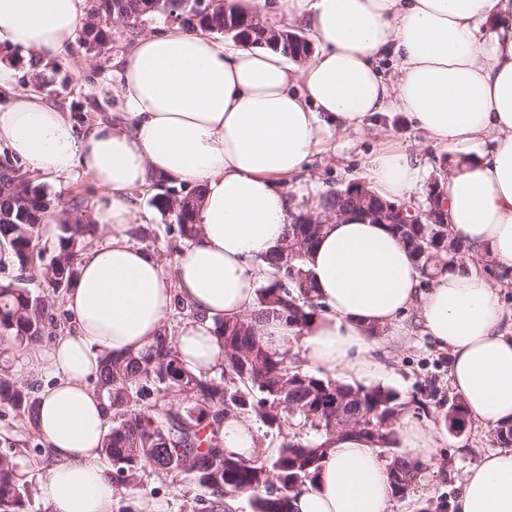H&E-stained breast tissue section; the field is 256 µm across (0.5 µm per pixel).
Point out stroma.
Returning a JSON list of instances; mask_svg holds the SVG:
<instances>
[{
  "instance_id": "1",
  "label": "stroma",
  "mask_w": 512,
  "mask_h": 512,
  "mask_svg": "<svg viewBox=\"0 0 512 512\" xmlns=\"http://www.w3.org/2000/svg\"><path fill=\"white\" fill-rule=\"evenodd\" d=\"M168 26V20L160 16L134 29L122 21H112L107 25L105 43L91 47L82 39H75L37 72L32 69L31 59L20 51L0 47V67L8 69L12 77L8 87L0 86V105H7L13 95L32 94L59 110L90 118L122 111L115 94L118 59L139 35L161 33ZM382 148L415 154L427 184L442 177L453 160L452 154L428 142L407 116L393 110L378 126L336 135L312 155L307 171L285 183L284 190L289 196L309 201L361 182L367 159ZM30 180L58 198L62 207H69L72 199H79L84 213L89 212L99 194L92 180L83 174L65 179L34 174ZM133 205L139 216L130 229L134 242L156 254L167 253L177 245V238L165 230V219L151 206L148 192L134 193ZM376 356L383 370L366 378V385L392 388L406 401L426 399L434 415L451 396L450 356L420 331H413L404 343L380 347ZM5 437L15 444L20 472L26 481L20 512H49L39 497V486L48 474L47 454L34 453L35 436L24 421L10 413H0V439ZM493 448L489 432H479L470 426L457 437L441 433L433 462L423 464L410 492L405 498L394 499L391 512H417L421 501L429 498L453 500L467 469ZM200 493V488L184 476L158 477L148 473L143 475L135 498L116 499L112 512H139L137 505L141 502L155 505L158 512H195Z\"/></svg>"
}]
</instances>
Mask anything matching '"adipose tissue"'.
I'll return each instance as SVG.
<instances>
[{"mask_svg": "<svg viewBox=\"0 0 512 512\" xmlns=\"http://www.w3.org/2000/svg\"><path fill=\"white\" fill-rule=\"evenodd\" d=\"M317 48L300 62L271 47L235 46L172 25L135 40L121 61V117L84 119L14 95L0 107V146L50 178L82 173L102 191L66 294L74 331L34 354L27 376L53 374L37 421L51 455L40 487L50 512H112L118 495L100 463L106 406L88 380L104 353L150 344L175 297L195 317L175 338L184 366L219 374L215 320L256 308L266 255L281 244L297 204L283 183L339 132L372 124L388 107L407 114L443 149H475L448 171L446 222L473 255L512 268V0H284ZM87 0H0V44L50 59L75 39ZM397 59L391 77L378 61ZM491 151H479L485 138ZM387 201L421 186L415 158L380 150L363 174ZM199 187L198 235L172 268L133 243L134 191L157 180ZM323 305L307 328L269 318L258 335L293 347L334 379L375 373L380 342L409 335L408 312L452 357V388L470 420L512 422V313L479 272H450L424 289L416 264L387 225L356 213L327 224L306 260ZM403 457L433 459L432 427L402 416ZM389 465L357 433L336 439L318 477L292 494L293 512H391ZM456 512H512V448L470 467Z\"/></svg>", "mask_w": 512, "mask_h": 512, "instance_id": "ef3b65f1", "label": "adipose tissue"}]
</instances>
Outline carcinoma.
Listing matches in <instances>:
<instances>
[{
    "label": "carcinoma",
    "mask_w": 512,
    "mask_h": 512,
    "mask_svg": "<svg viewBox=\"0 0 512 512\" xmlns=\"http://www.w3.org/2000/svg\"><path fill=\"white\" fill-rule=\"evenodd\" d=\"M180 21L189 32L203 31L229 36L238 44L272 46L293 61L311 51L308 39L278 29L270 40L265 25L248 19L219 3L203 14L195 0H92L84 24L85 43H103L101 27L114 18L132 25L152 16ZM19 169L0 172V242L7 258L20 270L34 275L53 289L68 290L77 275L83 247L93 239L97 225L71 221L67 212H56L46 191L28 181L19 183ZM151 205L170 218L168 229L181 242L197 235V205L201 190L185 194L165 181L156 184ZM325 213L363 211L349 194L330 191L319 197ZM58 220L54 254L46 263L34 264L41 226L45 218ZM291 217L278 250L268 257L271 268L266 283L258 288L256 312L243 319L214 322L213 334L224 351V368L218 376L198 375L183 366L168 326L145 350L121 357L101 356L91 378L94 390L108 403L110 425L100 455L114 471L118 490L135 489L142 475L177 474L190 478L208 494L209 512L225 508L224 498L246 495L255 512H290V494L313 481L320 461L332 449L336 427L358 429L367 442L389 462L395 495L403 498L419 470V463L397 452L395 424L409 405L399 392L384 386H352L302 371L290 357L291 349L272 351L256 336L255 325L265 317L306 327L321 305L314 299V284L306 269L323 230L321 224H300ZM391 230L407 246L427 287L438 275L464 268L460 261L469 247L446 224H392ZM485 275L509 276L488 256L473 261ZM57 328L44 296L20 281L0 282V342L35 347ZM37 398L33 388L8 372L0 373V409L24 418L36 429ZM230 415L251 416L276 433L274 448L261 450L251 459L224 452L221 430ZM468 414L461 398L448 399L438 415L449 434L466 426ZM492 443L512 447V423L493 431ZM25 487L16 456L0 453V512H18Z\"/></svg>",
    "instance_id": "obj_1"
}]
</instances>
